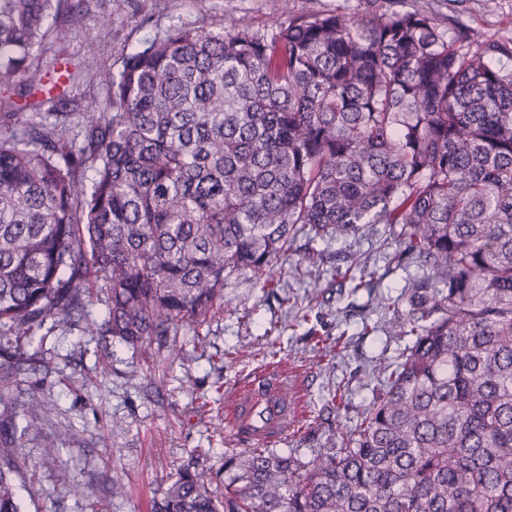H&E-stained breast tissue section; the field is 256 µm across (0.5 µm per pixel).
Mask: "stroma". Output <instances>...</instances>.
Masks as SVG:
<instances>
[{"label":"stroma","instance_id":"stroma-1","mask_svg":"<svg viewBox=\"0 0 512 512\" xmlns=\"http://www.w3.org/2000/svg\"><path fill=\"white\" fill-rule=\"evenodd\" d=\"M375 6V0H86L79 16L58 19L66 38L46 40L38 61L59 97L58 111L81 112L92 101L105 106L106 88L90 73L70 83L58 82L57 74L87 51L101 67L117 70L144 40L179 26L218 32L245 24L266 31L292 13L361 16ZM392 7L427 11L441 28L462 26L478 39L512 40V0H392ZM103 27L107 36L90 43ZM387 235L378 224L318 243L325 263L317 280L285 271L274 290L230 280L223 312L200 332L185 328L162 344L134 349L92 338L80 326L46 332L30 347L36 371L0 384V401L31 393L38 403L36 429L18 441L28 465L18 486L25 512H149L181 466L194 462L223 473L225 453L246 445L230 435L238 416L232 395L272 373L288 382L294 419L275 448L305 454L354 428L377 384L372 367L404 347L390 315L377 306L378 295L399 296L406 277L387 267ZM349 252L370 256L375 287L336 282L334 269ZM367 322L374 331L364 332ZM65 427L74 440L56 458L44 457L45 438ZM115 476L126 486L118 497L111 490ZM90 484L95 493L82 495Z\"/></svg>","mask_w":512,"mask_h":512}]
</instances>
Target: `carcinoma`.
<instances>
[{"label":"carcinoma","mask_w":512,"mask_h":512,"mask_svg":"<svg viewBox=\"0 0 512 512\" xmlns=\"http://www.w3.org/2000/svg\"><path fill=\"white\" fill-rule=\"evenodd\" d=\"M81 3L0 0V378L32 370L47 324L135 348L199 328L233 276L275 287L301 234L384 224L391 260L423 274L355 427L308 460L224 455L220 496L188 465L152 512H512V71L494 65L512 46L420 11L180 27L117 72L78 63L108 90L78 146L36 52ZM38 94L56 123L18 129ZM374 275L356 253L336 268L358 288ZM15 443L0 512H22Z\"/></svg>","instance_id":"carcinoma-1"}]
</instances>
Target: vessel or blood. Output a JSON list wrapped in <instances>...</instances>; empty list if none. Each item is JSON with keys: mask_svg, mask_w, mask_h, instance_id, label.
<instances>
[{"mask_svg": "<svg viewBox=\"0 0 512 512\" xmlns=\"http://www.w3.org/2000/svg\"><path fill=\"white\" fill-rule=\"evenodd\" d=\"M285 387L275 379L268 380L266 384L265 400L267 406V421L263 426H255L254 417L257 411V402L261 400L256 394H235L234 399L240 411L241 421L235 428V435L265 440L281 437L288 425V403L283 399Z\"/></svg>", "mask_w": 512, "mask_h": 512, "instance_id": "b4317fda", "label": "vessel or blood"}]
</instances>
